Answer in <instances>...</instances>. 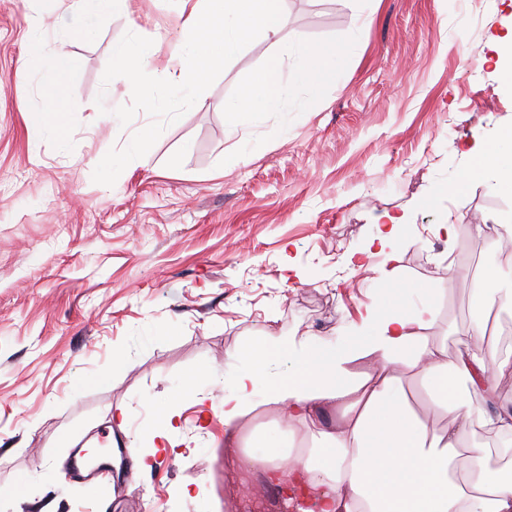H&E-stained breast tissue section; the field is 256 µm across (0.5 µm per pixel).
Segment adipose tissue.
Segmentation results:
<instances>
[{
    "instance_id": "obj_1",
    "label": "adipose tissue",
    "mask_w": 512,
    "mask_h": 512,
    "mask_svg": "<svg viewBox=\"0 0 512 512\" xmlns=\"http://www.w3.org/2000/svg\"><path fill=\"white\" fill-rule=\"evenodd\" d=\"M178 37L184 46L172 69L154 67L157 44L131 40L113 46L117 74L149 108L166 85L182 105L198 108L208 73L222 69L232 50L255 35L278 36V0H183ZM337 56L305 45L296 82L324 90ZM69 58L55 57L54 87L31 126L65 136L61 117ZM275 71L260 74L234 101L229 116L244 122L281 98ZM456 181L464 190L492 178L497 192L512 194V127L471 153ZM433 310H410L389 298L371 314L369 331L333 345L311 336L271 342L248 340L231 356L243 371L224 386V444L243 464L259 463L267 484L304 491L298 512H512V390L503 378L512 359L486 350L482 323L456 358L430 335ZM421 379L430 394L425 410L448 417L430 428L410 403L404 379ZM272 409L281 436L248 428L258 407ZM176 405L164 408L138 438L136 454L169 446L177 428ZM488 439L475 442L477 431Z\"/></svg>"
}]
</instances>
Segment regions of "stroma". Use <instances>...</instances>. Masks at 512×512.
<instances>
[{"instance_id":"obj_1","label":"stroma","mask_w":512,"mask_h":512,"mask_svg":"<svg viewBox=\"0 0 512 512\" xmlns=\"http://www.w3.org/2000/svg\"><path fill=\"white\" fill-rule=\"evenodd\" d=\"M177 7L131 0L91 24L58 0H0V512H232L250 490L224 480L221 416L243 339L366 332L391 260L401 301L433 304L453 356L476 317L468 269L495 265L512 289V257L466 230L512 218V196L485 181L452 189L471 148L512 126L492 49L512 0H280L279 37L236 50L203 107L160 87L151 111L116 76L112 47L159 41L166 67ZM35 32L42 70L25 77ZM303 42L343 55L324 91L288 80ZM61 50L63 139L27 123ZM275 62L279 108L230 126L226 103ZM145 123L158 134L143 162L126 144ZM386 213L404 222L389 250H370ZM195 370L175 449L128 492L120 468L100 478L107 495L83 492L67 471L76 446H129Z\"/></svg>"}]
</instances>
